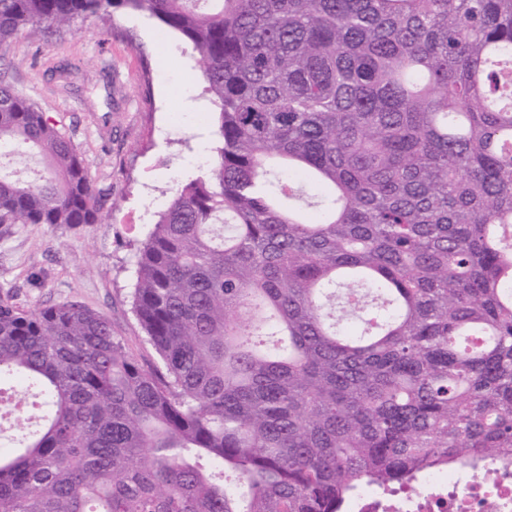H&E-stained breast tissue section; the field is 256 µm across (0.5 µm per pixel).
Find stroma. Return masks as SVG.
Wrapping results in <instances>:
<instances>
[{
    "label": "stroma",
    "mask_w": 512,
    "mask_h": 512,
    "mask_svg": "<svg viewBox=\"0 0 512 512\" xmlns=\"http://www.w3.org/2000/svg\"><path fill=\"white\" fill-rule=\"evenodd\" d=\"M199 56L157 19L121 10L0 49V81L33 102L81 153L100 190L101 224H0V297L25 309L80 302L128 351L153 359L132 310L142 214L206 171L218 140Z\"/></svg>",
    "instance_id": "35a3bbf8"
}]
</instances>
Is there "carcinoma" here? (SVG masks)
I'll list each match as a JSON object with an SVG mask.
<instances>
[{
  "label": "carcinoma",
  "instance_id": "cac0c4a2",
  "mask_svg": "<svg viewBox=\"0 0 512 512\" xmlns=\"http://www.w3.org/2000/svg\"><path fill=\"white\" fill-rule=\"evenodd\" d=\"M117 9L203 64L222 146L136 252L144 365L79 302L0 298V512H344L512 461V0H0V47ZM0 224H100L0 82Z\"/></svg>",
  "mask_w": 512,
  "mask_h": 512
}]
</instances>
